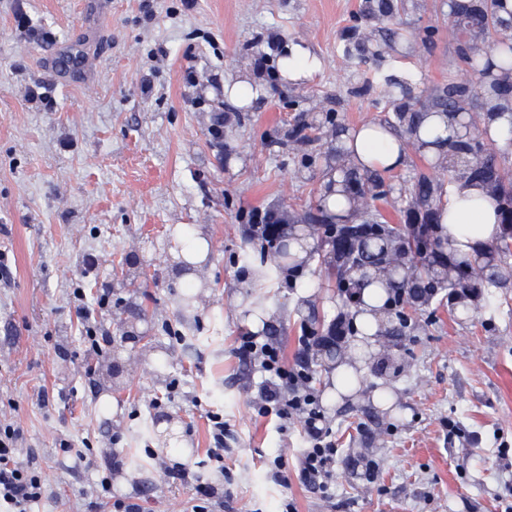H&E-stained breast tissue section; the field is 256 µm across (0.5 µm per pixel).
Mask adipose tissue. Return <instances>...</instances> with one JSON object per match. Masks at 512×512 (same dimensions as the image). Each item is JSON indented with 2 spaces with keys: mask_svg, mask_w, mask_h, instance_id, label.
<instances>
[{
  "mask_svg": "<svg viewBox=\"0 0 512 512\" xmlns=\"http://www.w3.org/2000/svg\"><path fill=\"white\" fill-rule=\"evenodd\" d=\"M456 123L441 112L429 113L412 137L424 142L426 153L436 161H446L447 142ZM342 147L353 167L363 171H391L406 161L405 142L387 126L368 123L347 132ZM499 213L494 201L480 186L458 183L441 210L440 222L449 239L451 253L465 258L480 256L486 244L499 232Z\"/></svg>",
  "mask_w": 512,
  "mask_h": 512,
  "instance_id": "obj_1",
  "label": "adipose tissue"
}]
</instances>
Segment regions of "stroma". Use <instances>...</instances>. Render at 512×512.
<instances>
[{"label":"stroma","instance_id":"35a3bbf8","mask_svg":"<svg viewBox=\"0 0 512 512\" xmlns=\"http://www.w3.org/2000/svg\"><path fill=\"white\" fill-rule=\"evenodd\" d=\"M94 2L0 0V252L13 274L0 283V410L48 485L32 512H95L107 454L124 462L114 495L152 487L146 512H190L198 474L223 512H512V278L439 291L405 328L389 309L375 335L354 329L367 354L353 389L337 390L329 361L309 366L336 448L324 493L298 478L300 423L257 414L260 376L236 352L256 327L292 363L307 302L324 336L358 313L321 208L342 134L406 135L400 113L434 111L452 89L483 110L449 0H111L92 26ZM290 42L319 60L310 79L279 76ZM240 78L263 87L246 108L224 96ZM406 152L355 222L424 223L408 202L425 174L451 192L447 164ZM265 215L318 227L296 280L258 278L271 251L250 226ZM197 228L209 254L188 281L174 251ZM93 325L107 336L97 354L82 343ZM211 412L231 426L221 477L207 465ZM277 457L284 487L269 477ZM161 458L190 478L165 477Z\"/></svg>","mask_w":512,"mask_h":512}]
</instances>
